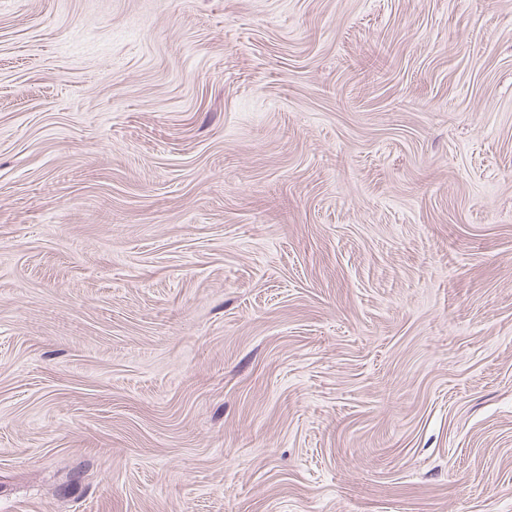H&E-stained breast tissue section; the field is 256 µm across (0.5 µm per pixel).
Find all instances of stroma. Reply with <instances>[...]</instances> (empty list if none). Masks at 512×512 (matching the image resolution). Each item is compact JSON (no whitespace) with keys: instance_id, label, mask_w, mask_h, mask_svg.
I'll return each mask as SVG.
<instances>
[{"instance_id":"obj_1","label":"stroma","mask_w":512,"mask_h":512,"mask_svg":"<svg viewBox=\"0 0 512 512\" xmlns=\"http://www.w3.org/2000/svg\"><path fill=\"white\" fill-rule=\"evenodd\" d=\"M0 512H512V0H0Z\"/></svg>"}]
</instances>
